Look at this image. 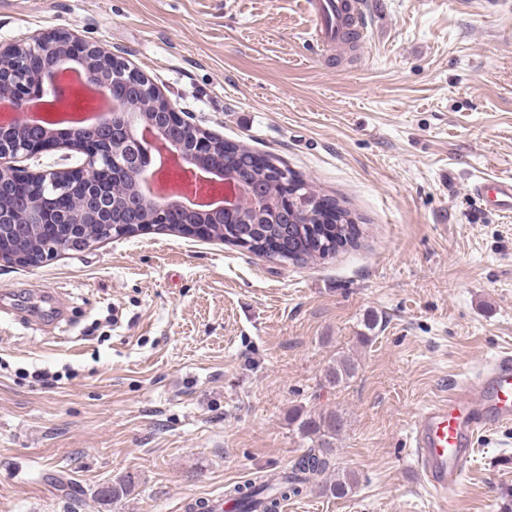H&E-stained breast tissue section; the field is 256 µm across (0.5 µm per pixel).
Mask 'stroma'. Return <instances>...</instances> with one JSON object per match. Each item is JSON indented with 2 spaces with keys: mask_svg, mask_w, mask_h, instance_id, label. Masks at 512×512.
Returning <instances> with one entry per match:
<instances>
[{
  "mask_svg": "<svg viewBox=\"0 0 512 512\" xmlns=\"http://www.w3.org/2000/svg\"><path fill=\"white\" fill-rule=\"evenodd\" d=\"M372 2L346 62L313 42L304 0H0V45L64 30L121 54L362 229L357 248L302 266L166 230L0 262V512H182L288 469L310 446L297 409L343 417L333 461L358 485H313L280 512H499L512 423L479 434L444 500L413 424L512 353V214L470 192L512 174V11ZM342 355L357 372L329 385ZM127 475L130 496L98 498Z\"/></svg>",
  "mask_w": 512,
  "mask_h": 512,
  "instance_id": "stroma-1",
  "label": "stroma"
}]
</instances>
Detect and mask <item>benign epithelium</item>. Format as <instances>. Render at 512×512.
<instances>
[{"instance_id": "obj_1", "label": "benign epithelium", "mask_w": 512, "mask_h": 512, "mask_svg": "<svg viewBox=\"0 0 512 512\" xmlns=\"http://www.w3.org/2000/svg\"><path fill=\"white\" fill-rule=\"evenodd\" d=\"M60 68H77L86 78L110 87L111 109L91 127L63 135L48 122H33L20 109L44 94L45 76ZM19 109L0 126V261L38 266L64 253L101 224L109 238L148 228L174 229L202 239L215 237L224 223V165L211 163V134L188 130L186 120L164 93L122 57L93 41L57 30L0 47V98ZM68 148L87 156L86 166L70 172L29 171L19 158ZM177 157L183 171L208 187L165 201L140 187L169 176L165 154Z\"/></svg>"}]
</instances>
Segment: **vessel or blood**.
<instances>
[{
    "instance_id": "1",
    "label": "vessel or blood",
    "mask_w": 512,
    "mask_h": 512,
    "mask_svg": "<svg viewBox=\"0 0 512 512\" xmlns=\"http://www.w3.org/2000/svg\"><path fill=\"white\" fill-rule=\"evenodd\" d=\"M313 18V38L325 48L338 41L339 24L351 15L360 34H367L372 15L366 0H306ZM472 196L503 214L512 213V176L479 179ZM512 421V354H503L471 385H459L446 400L431 404L415 429L417 461L429 486L439 497L460 482L482 428Z\"/></svg>"
}]
</instances>
